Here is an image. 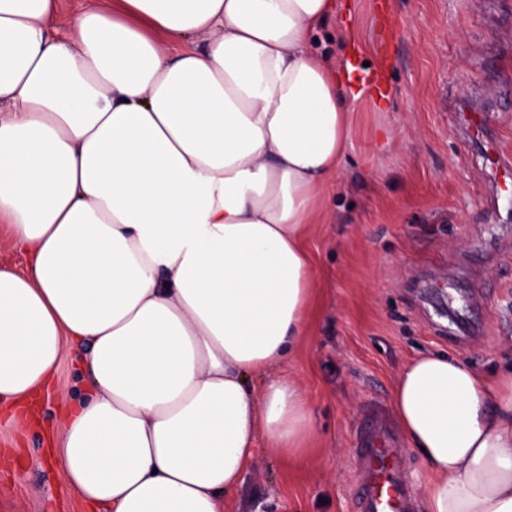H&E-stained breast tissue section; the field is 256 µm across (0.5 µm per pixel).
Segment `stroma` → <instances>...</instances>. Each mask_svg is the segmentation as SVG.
I'll return each instance as SVG.
<instances>
[{
  "label": "stroma",
  "mask_w": 512,
  "mask_h": 512,
  "mask_svg": "<svg viewBox=\"0 0 512 512\" xmlns=\"http://www.w3.org/2000/svg\"><path fill=\"white\" fill-rule=\"evenodd\" d=\"M315 37L335 70L352 56L390 59L383 99L345 90L348 146L323 223L307 246L315 288L310 334L276 371L306 388L315 428L296 464L258 446L226 512H354V448L368 411L393 419V390L422 353L494 377L512 369V185L486 175L460 106L494 116L512 157V0H344ZM458 316H440L445 301ZM66 351L56 389L20 427L0 418V512H86L48 440L82 392Z\"/></svg>",
  "instance_id": "35a3bbf8"
}]
</instances>
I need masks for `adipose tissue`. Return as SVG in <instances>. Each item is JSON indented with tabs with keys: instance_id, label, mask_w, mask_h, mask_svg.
<instances>
[{
	"instance_id": "1",
	"label": "adipose tissue",
	"mask_w": 512,
	"mask_h": 512,
	"mask_svg": "<svg viewBox=\"0 0 512 512\" xmlns=\"http://www.w3.org/2000/svg\"><path fill=\"white\" fill-rule=\"evenodd\" d=\"M0 0V411L29 416L67 345L91 394L57 454L94 512H224L265 443L302 460L301 383L246 386L309 333L304 247L340 176L334 0ZM394 410L426 512H512V371L423 355ZM0 268H8L17 272L27 269L26 255L14 248L10 241L0 237Z\"/></svg>"
}]
</instances>
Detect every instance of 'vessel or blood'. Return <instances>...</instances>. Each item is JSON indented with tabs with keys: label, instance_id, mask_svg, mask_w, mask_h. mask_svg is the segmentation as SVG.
<instances>
[{
	"label": "vessel or blood",
	"instance_id": "vessel-or-blood-1",
	"mask_svg": "<svg viewBox=\"0 0 512 512\" xmlns=\"http://www.w3.org/2000/svg\"><path fill=\"white\" fill-rule=\"evenodd\" d=\"M357 88L370 96L388 94L385 76L377 69L365 71ZM355 453L356 512H413L411 492L396 466L400 451L392 439L375 429H362Z\"/></svg>",
	"mask_w": 512,
	"mask_h": 512
}]
</instances>
